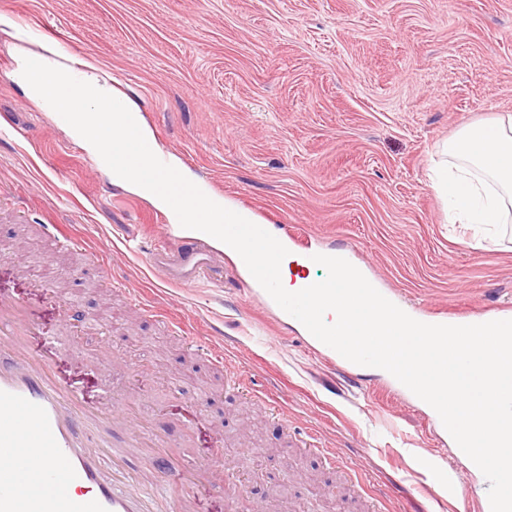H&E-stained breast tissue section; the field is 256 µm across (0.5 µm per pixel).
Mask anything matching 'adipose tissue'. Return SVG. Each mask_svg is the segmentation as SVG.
<instances>
[{"mask_svg": "<svg viewBox=\"0 0 512 512\" xmlns=\"http://www.w3.org/2000/svg\"><path fill=\"white\" fill-rule=\"evenodd\" d=\"M430 169L449 199L451 224H501L512 212V115L469 124L447 141Z\"/></svg>", "mask_w": 512, "mask_h": 512, "instance_id": "1", "label": "adipose tissue"}]
</instances>
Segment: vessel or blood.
I'll list each match as a JSON object with an SVG mask.
<instances>
[{"mask_svg":"<svg viewBox=\"0 0 512 512\" xmlns=\"http://www.w3.org/2000/svg\"><path fill=\"white\" fill-rule=\"evenodd\" d=\"M278 239L293 248L299 287L311 285L316 248L294 230ZM144 254L166 284L192 286L217 268L212 248L193 235L166 246L150 244ZM471 315V309L451 305L428 311L426 321L467 325ZM30 323L20 299L0 297V336L20 353L17 364L0 366V512H145L138 494L117 489L104 476L102 451L82 442L88 424L106 416L122 447H141L143 429L110 413L108 405L85 407L75 391L54 380L45 360L23 352ZM210 475L207 466L190 468L185 487L165 500L161 512H189L190 486Z\"/></svg>","mask_w":512,"mask_h":512,"instance_id":"obj_1","label":"vessel or blood"}]
</instances>
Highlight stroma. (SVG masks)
<instances>
[{
  "label": "stroma",
  "mask_w": 512,
  "mask_h": 512,
  "mask_svg": "<svg viewBox=\"0 0 512 512\" xmlns=\"http://www.w3.org/2000/svg\"><path fill=\"white\" fill-rule=\"evenodd\" d=\"M40 51L98 69L153 146L232 205L347 249L407 302L494 309L512 307V223H444L428 170L462 126L512 114V0H0V294L27 304L56 378L90 405L136 390V413L174 446L189 430L187 463L248 504H483L489 482L430 409L309 350L232 258L223 286L169 287L125 248L178 237L174 216L27 97L18 59ZM216 324L220 370L194 342ZM65 331L74 347L51 348Z\"/></svg>",
  "instance_id": "35a3bbf8"
}]
</instances>
